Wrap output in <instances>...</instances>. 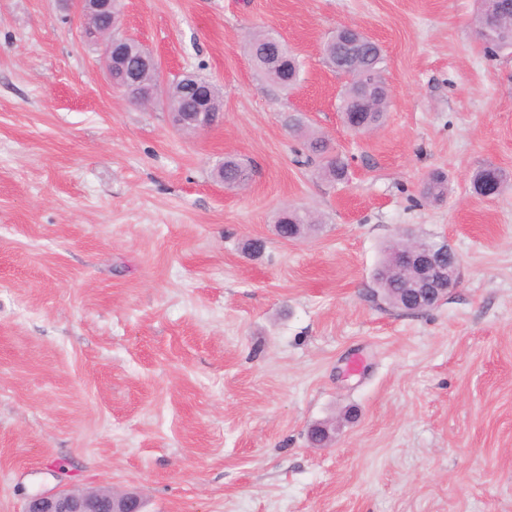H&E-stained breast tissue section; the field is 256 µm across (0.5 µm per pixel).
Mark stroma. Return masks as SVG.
Segmentation results:
<instances>
[{
	"label": "stroma",
	"mask_w": 512,
	"mask_h": 512,
	"mask_svg": "<svg viewBox=\"0 0 512 512\" xmlns=\"http://www.w3.org/2000/svg\"><path fill=\"white\" fill-rule=\"evenodd\" d=\"M119 8L171 73L220 88L223 118L183 134L164 100L113 89L65 0H0V512L62 483L143 512H512V188H470L487 165L512 180V50L484 54L480 0ZM345 25L385 55L367 135L323 55ZM260 29L297 53L294 89L256 71ZM291 112L347 158L344 183L300 164ZM227 156L246 189L213 178ZM288 207L317 229L277 236ZM406 231L459 259L415 313L374 280Z\"/></svg>",
	"instance_id": "obj_1"
}]
</instances>
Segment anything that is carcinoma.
I'll use <instances>...</instances> for the list:
<instances>
[{
	"instance_id": "cac0c4a2",
	"label": "carcinoma",
	"mask_w": 512,
	"mask_h": 512,
	"mask_svg": "<svg viewBox=\"0 0 512 512\" xmlns=\"http://www.w3.org/2000/svg\"><path fill=\"white\" fill-rule=\"evenodd\" d=\"M512 12V0H481V7L475 17V32L486 54L495 57L504 49H512V19L506 20L496 29L487 26V18L493 12L501 10ZM250 56L260 73L281 88L293 87L300 77L301 62L298 56L288 50V46L277 35L268 31H259L252 35L249 44ZM324 54L328 65L339 75L348 77L340 102H350L359 92L357 79L364 72H370L377 78H383L384 57L382 49L375 44L366 45L356 58L346 55L343 34L338 32L324 45ZM168 111L182 112L186 121L183 133L195 134L212 126L220 118L223 96L217 86H212L211 100L202 110L197 107L196 90L183 81L169 84L165 98ZM388 108V97L375 98L372 110L359 113V121L367 127L379 126ZM286 126L293 133L304 137L303 148L306 162L315 165L322 176L333 183H342L348 176V162L341 154L332 151L329 141L305 131V121L298 114L286 118ZM214 176L226 185H243L251 179L252 168L239 158L229 156L214 169ZM494 184L506 186L507 179L501 169L485 166L479 169L472 180V189L481 196ZM316 220L308 211L289 208L278 217L276 233L286 240H298L312 228ZM397 247L386 250L376 273V282L381 288L380 294L390 306H396V300L402 297L401 288L405 282L400 274L383 275L392 261Z\"/></svg>"
}]
</instances>
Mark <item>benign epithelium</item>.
Returning a JSON list of instances; mask_svg holds the SVG:
<instances>
[{
  "label": "benign epithelium",
  "mask_w": 512,
  "mask_h": 512,
  "mask_svg": "<svg viewBox=\"0 0 512 512\" xmlns=\"http://www.w3.org/2000/svg\"><path fill=\"white\" fill-rule=\"evenodd\" d=\"M73 4L77 16L85 20L111 10L112 0H73ZM85 36L102 46L113 88L129 96L132 90L138 88L139 82L129 76L124 66L128 38L115 37L110 28L91 29L85 32ZM142 60L146 66L160 74L159 85L144 91L146 97L153 99L167 84L164 65L148 52L142 56ZM385 90L386 85L365 79L349 111H369L372 99ZM400 266L411 273V296L406 306L409 311H421L434 306L448 293V286L458 280V257L444 241L430 248L412 245L401 254ZM141 508V500L133 494L114 498L97 490L80 491L70 488L29 497L24 512H141Z\"/></svg>",
  "instance_id": "benign-epithelium-1"
}]
</instances>
